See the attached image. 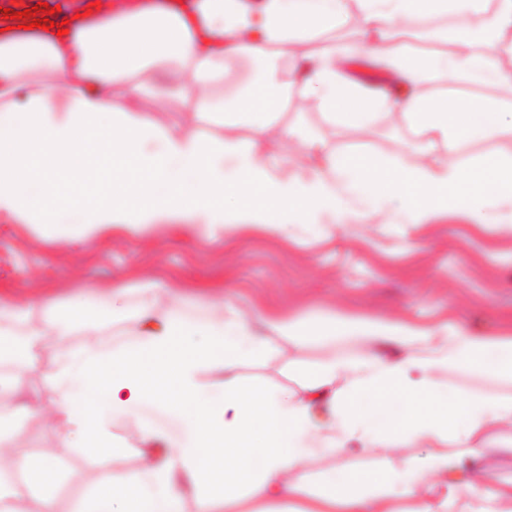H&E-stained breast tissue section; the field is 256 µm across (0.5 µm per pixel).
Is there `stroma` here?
I'll use <instances>...</instances> for the list:
<instances>
[{
  "instance_id": "35a3bbf8",
  "label": "stroma",
  "mask_w": 512,
  "mask_h": 512,
  "mask_svg": "<svg viewBox=\"0 0 512 512\" xmlns=\"http://www.w3.org/2000/svg\"><path fill=\"white\" fill-rule=\"evenodd\" d=\"M350 42L356 52L341 68L353 80L370 86L392 83V74L363 42L354 21L327 34L302 33L291 44L292 58ZM326 151L350 147L420 161V140L399 117H388L363 132L339 128L324 133ZM420 244L408 249L404 229L376 219L372 224L324 237L305 236L290 243L266 234L248 233L223 243H210L193 233L173 240L159 231L138 238L116 237L111 245L67 243L48 250L39 235L0 222V296L27 304L43 298L70 302L94 299L102 284L134 285L152 280L180 289L194 279L231 294L243 317L257 312L283 315L347 310L390 320L436 322L456 314L482 332H495L512 316V236L480 241L468 227L427 226ZM50 414L30 420L9 443L15 457L46 453L56 445ZM117 435L121 456L67 459L73 473L71 491L62 496L60 512H70L85 487L101 473H123L141 462L134 431Z\"/></svg>"
}]
</instances>
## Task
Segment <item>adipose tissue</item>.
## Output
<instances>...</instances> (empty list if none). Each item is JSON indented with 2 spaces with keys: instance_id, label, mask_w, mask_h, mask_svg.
<instances>
[{
  "instance_id": "obj_1",
  "label": "adipose tissue",
  "mask_w": 512,
  "mask_h": 512,
  "mask_svg": "<svg viewBox=\"0 0 512 512\" xmlns=\"http://www.w3.org/2000/svg\"><path fill=\"white\" fill-rule=\"evenodd\" d=\"M380 45L396 23L446 16L461 49L438 63L404 46L381 55L399 93L346 76L341 45L299 62V77L273 60L291 34L322 32L348 10ZM65 35L35 29L0 36V221L34 230L51 246L105 243L115 235L195 231L211 241L242 233L298 241L304 228L348 230L374 217L419 231L442 217L461 218L483 234L512 233V151H468L471 139L512 136L501 97L460 102L435 86L482 83L495 76L512 95V0H195L193 14L132 5L103 17L68 6ZM492 14L491 26L474 20ZM245 57L244 90L224 104L232 62ZM140 81L121 99L116 86ZM301 87L322 122L367 127L391 112L426 147L444 146L452 162L403 165L389 157L323 154L308 125L281 126L292 87ZM185 96L195 121L161 124L138 97ZM249 127L247 139L236 128ZM295 140L311 169L284 175L276 157ZM112 168L94 178L99 158ZM235 193L234 207L224 196ZM496 223H488L487 212ZM123 286L96 301H49L40 309L0 300V335L22 339L0 355V444L43 411L22 384L35 354L68 336L74 320L123 315ZM139 315L126 337L104 343L87 332L62 349L43 376L59 427L56 452L14 459L0 454V512H59L70 473L58 460L117 450L116 427L130 426L146 447L142 463L102 476L74 512H215L242 502L250 512H454L479 469L476 440L512 423V320L482 334L455 318L390 321L345 310L247 319L225 299L190 319L193 297L176 295L156 312L158 284L137 289ZM364 352L348 351L349 341ZM333 347L302 393L246 384L242 359L281 356L282 346ZM501 384L487 393L452 384L460 371ZM411 445L423 457L372 471L346 469L310 491L315 461L352 450ZM466 512H512V478H490Z\"/></svg>"
}]
</instances>
